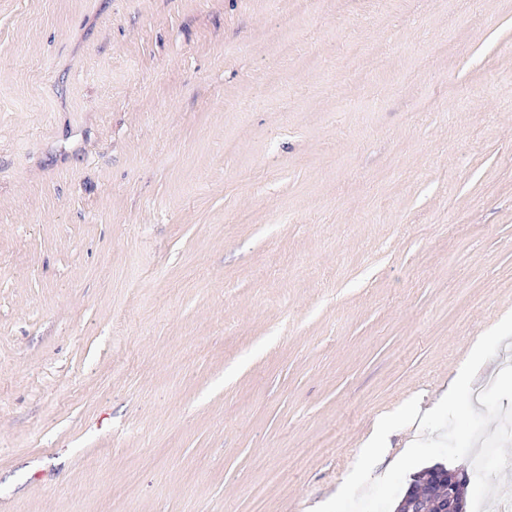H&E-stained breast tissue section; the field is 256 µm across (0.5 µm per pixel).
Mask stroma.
<instances>
[{"mask_svg": "<svg viewBox=\"0 0 512 512\" xmlns=\"http://www.w3.org/2000/svg\"><path fill=\"white\" fill-rule=\"evenodd\" d=\"M512 312V0H0V512H312Z\"/></svg>", "mask_w": 512, "mask_h": 512, "instance_id": "1", "label": "stroma"}]
</instances>
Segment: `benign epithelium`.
I'll return each mask as SVG.
<instances>
[{"label":"benign epithelium","instance_id":"7a95c632","mask_svg":"<svg viewBox=\"0 0 512 512\" xmlns=\"http://www.w3.org/2000/svg\"><path fill=\"white\" fill-rule=\"evenodd\" d=\"M427 481L431 491L410 485L396 512H465L460 470L436 465L428 469Z\"/></svg>","mask_w":512,"mask_h":512}]
</instances>
